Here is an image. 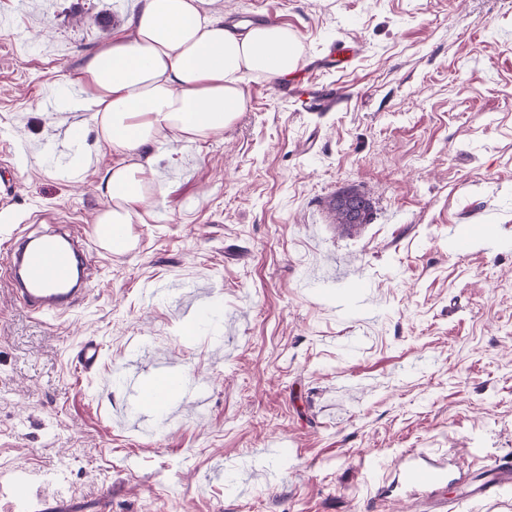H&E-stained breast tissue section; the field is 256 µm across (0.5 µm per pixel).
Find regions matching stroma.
Segmentation results:
<instances>
[{
    "label": "stroma",
    "instance_id": "1",
    "mask_svg": "<svg viewBox=\"0 0 512 512\" xmlns=\"http://www.w3.org/2000/svg\"><path fill=\"white\" fill-rule=\"evenodd\" d=\"M137 8L0 0V512H419L402 459L512 460V0H224L302 62L342 45L316 81L344 107L245 78L223 133L152 149L164 191L128 249L87 246L86 296L32 315L6 249L106 207L112 152L76 185L44 151L77 118L68 74ZM349 188L352 234L328 209ZM200 297L218 316L182 335ZM165 368L191 395L146 414L124 376ZM296 97V96H294ZM300 112H336L346 102V94L336 86H319L311 95L296 97ZM344 191L338 193L331 201L330 208L334 213V219L337 224V228H340L342 232L352 233L353 231L357 232V230L363 225L364 222L358 223L362 219V211L355 210L351 212V222L348 220L345 211L342 209L341 198L340 196L344 195ZM339 198V200H337ZM337 201V203H336ZM358 223V224H353ZM76 362L85 371H91L98 367L101 352L96 340L90 339L82 342L76 351Z\"/></svg>",
    "mask_w": 512,
    "mask_h": 512
}]
</instances>
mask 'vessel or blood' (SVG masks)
Wrapping results in <instances>:
<instances>
[{"label": "vessel or blood", "instance_id": "obj_1", "mask_svg": "<svg viewBox=\"0 0 512 512\" xmlns=\"http://www.w3.org/2000/svg\"><path fill=\"white\" fill-rule=\"evenodd\" d=\"M297 102L303 112H334L344 106L346 95L339 88L322 85L311 95L298 97ZM82 261L75 234L23 239L7 256L10 291L32 314H64L79 298L73 269ZM100 358V346L93 339L82 342L76 351V362L86 371L97 368ZM129 385L135 402L153 415L169 409L172 394L190 392L182 377L168 370L158 372L147 382L130 380ZM402 476L409 487L424 493V512H455L457 504L494 500L511 489L512 462L499 461L480 470L455 473L443 463L425 458L407 464ZM449 484L458 490L456 499H448L444 494Z\"/></svg>", "mask_w": 512, "mask_h": 512}]
</instances>
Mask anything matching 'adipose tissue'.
I'll return each mask as SVG.
<instances>
[{
    "label": "adipose tissue",
    "mask_w": 512,
    "mask_h": 512,
    "mask_svg": "<svg viewBox=\"0 0 512 512\" xmlns=\"http://www.w3.org/2000/svg\"><path fill=\"white\" fill-rule=\"evenodd\" d=\"M131 36L119 35L86 54L68 81L88 112L96 143L120 158L102 176L108 204L97 224L146 223L145 201L160 192L151 147L195 142L222 132L246 106L245 76L275 80L300 61L297 38L271 22L226 26L219 0H139Z\"/></svg>",
    "instance_id": "ef3b65f1"
}]
</instances>
